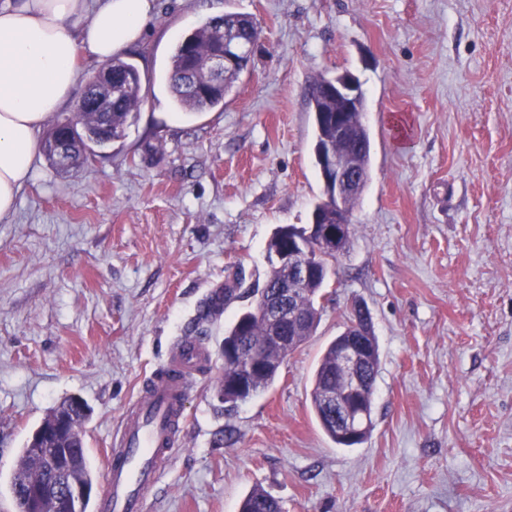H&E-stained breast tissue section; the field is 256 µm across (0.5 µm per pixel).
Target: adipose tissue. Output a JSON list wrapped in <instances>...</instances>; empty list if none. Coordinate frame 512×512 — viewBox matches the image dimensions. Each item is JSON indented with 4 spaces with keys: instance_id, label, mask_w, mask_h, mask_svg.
<instances>
[{
    "instance_id": "obj_1",
    "label": "adipose tissue",
    "mask_w": 512,
    "mask_h": 512,
    "mask_svg": "<svg viewBox=\"0 0 512 512\" xmlns=\"http://www.w3.org/2000/svg\"><path fill=\"white\" fill-rule=\"evenodd\" d=\"M153 0H0V218L33 172L40 135L80 82L139 41Z\"/></svg>"
}]
</instances>
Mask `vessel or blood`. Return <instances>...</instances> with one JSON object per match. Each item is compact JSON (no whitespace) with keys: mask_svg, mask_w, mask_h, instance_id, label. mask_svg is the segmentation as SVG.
Instances as JSON below:
<instances>
[{"mask_svg":"<svg viewBox=\"0 0 512 512\" xmlns=\"http://www.w3.org/2000/svg\"><path fill=\"white\" fill-rule=\"evenodd\" d=\"M209 361L205 344L180 343L147 390L129 403L112 434L100 512H142L145 491L157 485L179 444L189 383Z\"/></svg>","mask_w":512,"mask_h":512,"instance_id":"b4317fda","label":"vessel or blood"}]
</instances>
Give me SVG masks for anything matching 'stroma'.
Instances as JSON below:
<instances>
[{
	"label": "stroma",
	"mask_w": 512,
	"mask_h": 512,
	"mask_svg": "<svg viewBox=\"0 0 512 512\" xmlns=\"http://www.w3.org/2000/svg\"><path fill=\"white\" fill-rule=\"evenodd\" d=\"M249 14L264 34L223 107L175 109L176 41ZM144 102L123 138L63 172L37 155L0 220V504L46 415L82 398L96 485L128 403L233 272L263 283L276 228L310 224L323 184L307 88L355 75L370 174L321 320L276 381L232 412L224 331L191 384L179 446L145 512H512V0H154L124 51ZM379 345L368 439L337 447L313 371L352 304ZM240 512H281V506L264 489L255 488L243 500Z\"/></svg>",
	"instance_id": "obj_1"
}]
</instances>
